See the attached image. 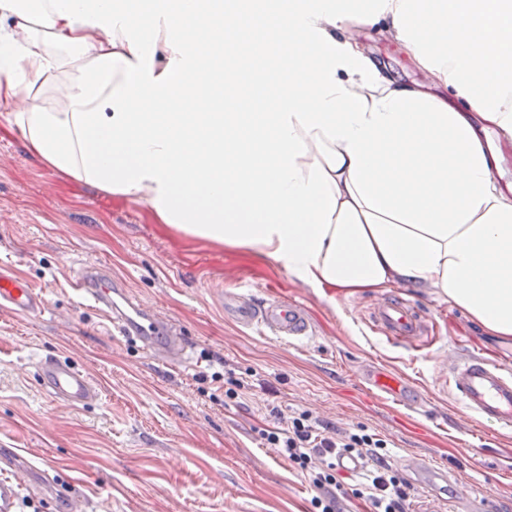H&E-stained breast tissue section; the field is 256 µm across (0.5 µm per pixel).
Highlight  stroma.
Here are the masks:
<instances>
[{"instance_id":"obj_1","label":"stroma","mask_w":512,"mask_h":512,"mask_svg":"<svg viewBox=\"0 0 512 512\" xmlns=\"http://www.w3.org/2000/svg\"><path fill=\"white\" fill-rule=\"evenodd\" d=\"M366 46L402 83L422 82L406 51L378 39ZM4 124L0 268L47 302L37 315L0 310V457L20 456L15 512H63L64 501L50 499L56 484L80 512H310L308 480L262 436L301 410L329 437L360 425L379 434L398 473L410 459L444 471V489L412 480L418 512H512V431L462 416L442 378L453 353L512 360V339L485 335L435 290L402 288L428 313V340L393 343L370 318L383 292L332 301L240 251L184 243L149 223L144 206L112 204L44 166ZM89 265L180 330L193 364L156 361L79 306L69 270ZM239 288L255 301L273 292L304 303L312 336L291 345L226 318L221 294ZM206 353L224 358L227 376L248 379L245 399L196 381ZM47 354L88 373L99 400L74 408L50 397L37 376ZM372 366L413 382L417 408L366 389L361 374Z\"/></svg>"}]
</instances>
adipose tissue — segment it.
I'll return each instance as SVG.
<instances>
[{
  "mask_svg": "<svg viewBox=\"0 0 512 512\" xmlns=\"http://www.w3.org/2000/svg\"><path fill=\"white\" fill-rule=\"evenodd\" d=\"M409 50L414 86L369 56ZM318 62L221 97L194 42ZM0 115L25 148L187 239L323 295L432 288L512 338V0H0Z\"/></svg>",
  "mask_w": 512,
  "mask_h": 512,
  "instance_id": "obj_1",
  "label": "adipose tissue"
}]
</instances>
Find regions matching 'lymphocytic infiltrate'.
Here are the masks:
<instances>
[{
    "label": "lymphocytic infiltrate",
    "mask_w": 512,
    "mask_h": 512,
    "mask_svg": "<svg viewBox=\"0 0 512 512\" xmlns=\"http://www.w3.org/2000/svg\"><path fill=\"white\" fill-rule=\"evenodd\" d=\"M265 438L277 445L289 466L308 477L316 491L312 504L318 512H334L341 487L335 457L341 450L371 460L372 468L355 493L370 500L373 512H406L410 486L386 463L382 454L386 440L368 428L361 426L332 439L323 436L309 411L303 410L289 417L286 426L266 432Z\"/></svg>",
    "instance_id": "lymphocytic-infiltrate-1"
}]
</instances>
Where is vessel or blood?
Returning a JSON list of instances; mask_svg holds the SVG:
<instances>
[{
    "label": "vessel or blood",
    "mask_w": 512,
    "mask_h": 512,
    "mask_svg": "<svg viewBox=\"0 0 512 512\" xmlns=\"http://www.w3.org/2000/svg\"><path fill=\"white\" fill-rule=\"evenodd\" d=\"M70 286L78 297L104 313L120 336L139 341L144 350L170 364H185L191 349L173 324L137 304L111 277L86 266L72 274ZM41 293L25 279L0 272V308L22 315L41 311ZM239 321L291 341L310 337L311 325L305 308L298 302L276 296L259 304L236 306ZM374 320L386 336L396 342H412L427 331L428 316L411 303L391 299L377 304ZM42 388L52 398L73 407H85L99 398L94 381L73 361L47 356L38 363ZM363 381L383 390L401 405L412 407L416 395L403 381L392 382L379 370L363 373ZM448 391L462 414L499 428H512V365L491 363L474 354H458L448 360Z\"/></svg>",
    "instance_id": "1"
}]
</instances>
